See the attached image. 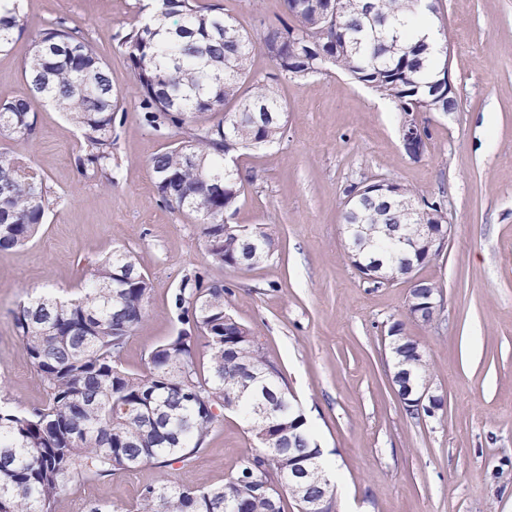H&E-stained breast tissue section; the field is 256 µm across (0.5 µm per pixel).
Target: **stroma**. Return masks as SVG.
<instances>
[{
	"instance_id": "35a3bbf8",
	"label": "stroma",
	"mask_w": 512,
	"mask_h": 512,
	"mask_svg": "<svg viewBox=\"0 0 512 512\" xmlns=\"http://www.w3.org/2000/svg\"><path fill=\"white\" fill-rule=\"evenodd\" d=\"M256 35L284 16L282 0H198ZM458 106L422 112L429 137L420 157L400 137L393 103L327 66L280 79L288 108L283 137L243 150L244 193L230 224L261 225L271 257L250 268L215 265L194 217L160 197L150 160L164 139L143 124L140 95L122 43L151 0H22L24 31L0 52V101L27 96L24 67L50 24L78 28L103 59L119 96L112 124V185L82 177L80 131L34 100L40 134L27 149L55 203L24 249L0 253V406L25 413L47 393L14 325L20 303L45 290L74 295L91 264L132 250L149 277L147 314L120 359L142 373L148 355L179 327L169 300L185 274L232 292L234 316L259 336L340 468L337 507L350 512H512V0H435ZM388 180L444 206L450 235L439 257L410 277L365 280L344 254L345 190ZM436 284L434 323L411 317L410 290ZM402 322L429 363L434 415H410L391 382L389 328ZM255 443L224 412L205 450L188 464H145L104 479L73 478L54 512L91 503L134 512L143 486L161 479L219 486Z\"/></svg>"
}]
</instances>
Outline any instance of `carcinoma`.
Here are the masks:
<instances>
[{"mask_svg": "<svg viewBox=\"0 0 512 512\" xmlns=\"http://www.w3.org/2000/svg\"><path fill=\"white\" fill-rule=\"evenodd\" d=\"M0 11V52L23 29L22 0ZM147 19L124 36L143 120L157 135L177 139L151 160L161 197L194 216L212 260L221 266L268 259L272 240L260 225L224 227V211L243 193L225 159L259 149L283 135L287 107L280 78H305L332 64L401 112H452L455 96L440 88L448 47L415 35L419 16L433 13L417 0H283L295 20L252 36L236 21L203 10L196 0H155ZM268 55L278 74L250 77L255 52ZM25 76L31 96L43 97L78 127L83 139L77 168L85 178L112 184V121L117 95L101 58L75 28L62 23L33 40ZM237 103L234 113L224 106ZM208 114L209 125L196 118ZM0 134L17 149L0 151V251L26 247L45 224L53 201L25 146L39 134L31 100L0 102ZM422 219L441 233V205L421 199ZM352 226L347 257L367 276L386 281L409 276L411 257L393 248L392 235L418 240L417 263L430 262L441 245L417 234L415 223L372 187L345 211ZM437 287L417 282L418 303ZM151 286L134 254L115 249L94 263L78 296L37 295L21 304L15 324L22 347L41 375L45 407L18 413L0 407V512H53L55 498L75 473L105 478L155 463H186L206 448L220 410L240 412L258 447L218 487H180L162 480L145 486L136 512H284V495L319 498L335 506L323 478L322 451L295 405L277 362L259 338L229 310L230 291L203 285L198 272L183 277L172 313L181 328L149 355L146 374L122 367L120 354L147 312ZM206 338L207 373L194 361ZM397 392L430 383L429 364L408 336L392 344ZM299 470L301 488L266 486L270 471Z\"/></svg>", "mask_w": 512, "mask_h": 512, "instance_id": "cac0c4a2", "label": "carcinoma"}]
</instances>
